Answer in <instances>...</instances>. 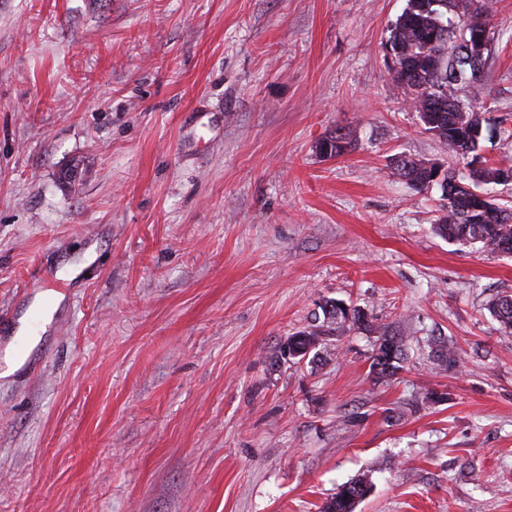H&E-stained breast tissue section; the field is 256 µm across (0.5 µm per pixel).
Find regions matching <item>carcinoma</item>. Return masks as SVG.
Returning <instances> with one entry per match:
<instances>
[{"instance_id":"obj_1","label":"carcinoma","mask_w":512,"mask_h":512,"mask_svg":"<svg viewBox=\"0 0 512 512\" xmlns=\"http://www.w3.org/2000/svg\"><path fill=\"white\" fill-rule=\"evenodd\" d=\"M489 5L485 0H407V6L397 19L387 43L397 60L389 69L392 82L411 94L418 114L434 116L441 129L438 138L459 160H476L483 135L474 132L479 120L474 106L453 94L454 86L477 81L481 73L466 70L455 54L457 41L464 36L462 19L487 18ZM394 170L407 184L416 189L429 186V169L420 159L402 155L395 159ZM508 184L512 182V161L487 163L473 172L471 187L478 183ZM443 214L435 224L436 233L450 241L477 244L488 253H512V211L491 199L477 215L467 210L463 196L466 190L455 185L442 188ZM336 300L324 301V320L288 337L277 355V362L300 361L316 349L320 337L340 336L350 330L374 331L372 321L346 323L330 311ZM491 314L501 328L512 334V294L505 293L489 304ZM379 351L373 355L371 370L379 377H391L405 359L403 337L383 333ZM441 362L450 368L460 366L459 353L445 342L437 349ZM369 486L363 479L347 482L323 507V512H354L356 503L366 496Z\"/></svg>"}]
</instances>
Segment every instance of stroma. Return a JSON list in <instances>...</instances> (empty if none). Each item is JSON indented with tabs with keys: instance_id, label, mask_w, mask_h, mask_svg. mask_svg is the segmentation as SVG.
Listing matches in <instances>:
<instances>
[{
	"instance_id": "35a3bbf8",
	"label": "stroma",
	"mask_w": 512,
	"mask_h": 512,
	"mask_svg": "<svg viewBox=\"0 0 512 512\" xmlns=\"http://www.w3.org/2000/svg\"><path fill=\"white\" fill-rule=\"evenodd\" d=\"M406 3L0 0V512H321L358 478L355 512H512V254L438 236L392 167H465L388 75ZM487 23L458 95L494 124L512 0ZM326 299L374 332L277 363ZM489 310L501 328L512 334V294L505 293L494 298L489 304ZM378 341L379 351L373 355L371 370L379 377H392L402 368L400 363L404 361L406 355L405 340L401 336L383 333Z\"/></svg>"
}]
</instances>
